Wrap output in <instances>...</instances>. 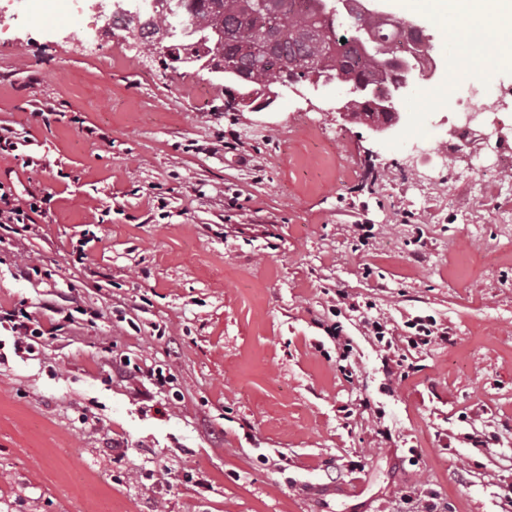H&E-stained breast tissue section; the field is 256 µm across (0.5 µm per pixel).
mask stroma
Returning <instances> with one entry per match:
<instances>
[{
  "mask_svg": "<svg viewBox=\"0 0 512 512\" xmlns=\"http://www.w3.org/2000/svg\"><path fill=\"white\" fill-rule=\"evenodd\" d=\"M104 17L45 0L0 32V185L45 200L0 228V307L76 314L36 360L0 327V512H512V161L448 153L450 108L418 93L380 138L335 83L225 110L122 33L86 54ZM423 34L418 85L470 86L452 32ZM366 316L450 340L386 352ZM436 320L431 317H420L415 318L406 322L405 327L408 329H414L413 336H407L406 343L408 347L419 348L421 346L428 345L432 340H440L441 342H448V332L438 331L435 327Z\"/></svg>",
  "mask_w": 512,
  "mask_h": 512,
  "instance_id": "1",
  "label": "stroma"
}]
</instances>
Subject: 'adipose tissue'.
<instances>
[{
  "label": "adipose tissue",
  "mask_w": 512,
  "mask_h": 512,
  "mask_svg": "<svg viewBox=\"0 0 512 512\" xmlns=\"http://www.w3.org/2000/svg\"><path fill=\"white\" fill-rule=\"evenodd\" d=\"M436 28L454 30L464 43L454 71L479 80L512 68V0H400Z\"/></svg>",
  "instance_id": "obj_1"
}]
</instances>
